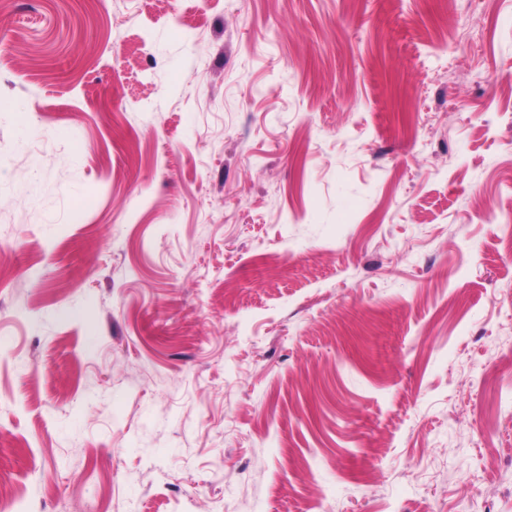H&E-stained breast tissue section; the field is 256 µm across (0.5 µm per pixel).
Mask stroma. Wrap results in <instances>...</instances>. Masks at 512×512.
Returning a JSON list of instances; mask_svg holds the SVG:
<instances>
[{"mask_svg": "<svg viewBox=\"0 0 512 512\" xmlns=\"http://www.w3.org/2000/svg\"><path fill=\"white\" fill-rule=\"evenodd\" d=\"M13 512H512V0H0Z\"/></svg>", "mask_w": 512, "mask_h": 512, "instance_id": "obj_1", "label": "stroma"}]
</instances>
